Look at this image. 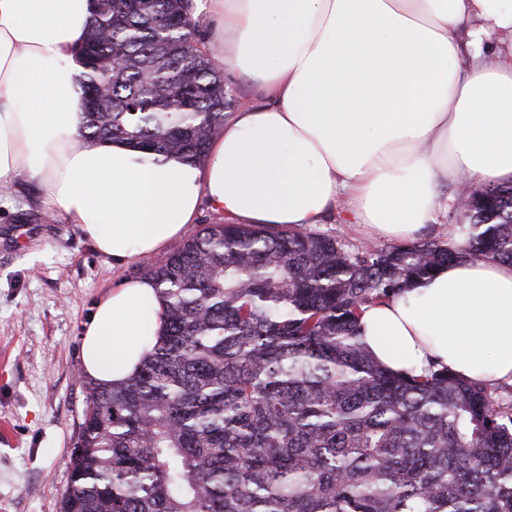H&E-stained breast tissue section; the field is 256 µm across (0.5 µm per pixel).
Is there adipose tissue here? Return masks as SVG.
Returning <instances> with one entry per match:
<instances>
[{
  "instance_id": "1",
  "label": "adipose tissue",
  "mask_w": 512,
  "mask_h": 512,
  "mask_svg": "<svg viewBox=\"0 0 512 512\" xmlns=\"http://www.w3.org/2000/svg\"><path fill=\"white\" fill-rule=\"evenodd\" d=\"M195 2L206 47L260 95L201 167L79 140L73 53L93 0H0V186L33 182L45 210L125 264L181 237L204 203L239 224L309 227L344 197L370 239L433 230L452 247L448 186L512 181V0ZM160 311L151 279L113 289L85 325L84 374L132 375ZM358 330L392 374L512 383V263L445 266L366 305Z\"/></svg>"
}]
</instances>
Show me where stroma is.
<instances>
[{
    "instance_id": "stroma-1",
    "label": "stroma",
    "mask_w": 512,
    "mask_h": 512,
    "mask_svg": "<svg viewBox=\"0 0 512 512\" xmlns=\"http://www.w3.org/2000/svg\"><path fill=\"white\" fill-rule=\"evenodd\" d=\"M142 274L48 216L34 183L0 188V512H59L85 410L83 327Z\"/></svg>"
}]
</instances>
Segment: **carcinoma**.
Segmentation results:
<instances>
[{"mask_svg": "<svg viewBox=\"0 0 512 512\" xmlns=\"http://www.w3.org/2000/svg\"><path fill=\"white\" fill-rule=\"evenodd\" d=\"M79 137L203 166L231 106L188 0H95ZM450 248L206 224L161 265L140 369L86 410L60 512H512V411L446 370L393 375L362 307L460 259L512 262V184L467 195Z\"/></svg>", "mask_w": 512, "mask_h": 512, "instance_id": "1", "label": "carcinoma"}]
</instances>
